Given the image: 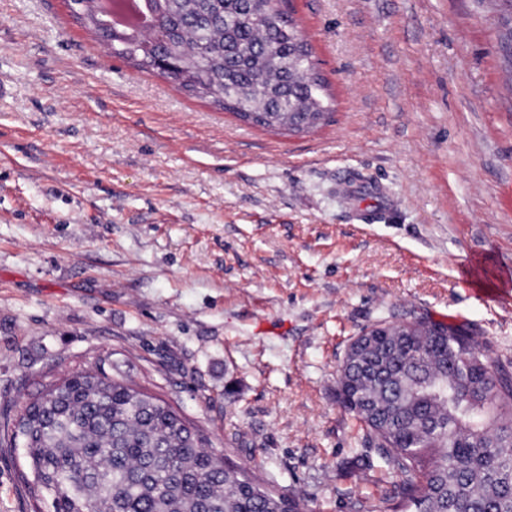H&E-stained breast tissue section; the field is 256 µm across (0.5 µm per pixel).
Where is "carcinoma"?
Masks as SVG:
<instances>
[{
    "mask_svg": "<svg viewBox=\"0 0 512 512\" xmlns=\"http://www.w3.org/2000/svg\"><path fill=\"white\" fill-rule=\"evenodd\" d=\"M95 2L79 9L113 55L146 72L172 60V80L245 122L300 133L330 117L288 0H148L155 23L118 31ZM336 396L396 477L379 512H512V376L468 330L423 318L367 327ZM19 442L53 512H305L208 451L167 401L101 367L1 412L0 453Z\"/></svg>",
    "mask_w": 512,
    "mask_h": 512,
    "instance_id": "carcinoma-1",
    "label": "carcinoma"
}]
</instances>
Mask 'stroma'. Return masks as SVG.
Returning a JSON list of instances; mask_svg holds the SVG:
<instances>
[{"instance_id":"stroma-1","label":"stroma","mask_w":512,"mask_h":512,"mask_svg":"<svg viewBox=\"0 0 512 512\" xmlns=\"http://www.w3.org/2000/svg\"><path fill=\"white\" fill-rule=\"evenodd\" d=\"M290 5L332 98L301 136L104 60L67 0H0V409L101 366L307 512H357L393 480L336 398L363 328L463 324L512 373V16ZM29 472L0 454V512H52Z\"/></svg>"}]
</instances>
